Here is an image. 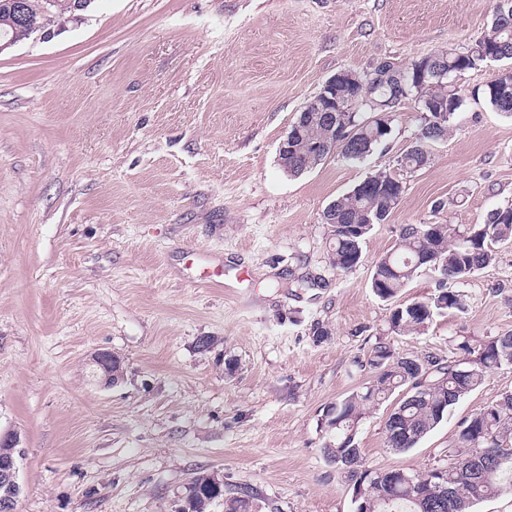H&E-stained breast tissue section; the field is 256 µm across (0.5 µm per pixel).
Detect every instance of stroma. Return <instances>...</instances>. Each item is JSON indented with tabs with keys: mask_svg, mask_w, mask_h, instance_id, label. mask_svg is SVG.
I'll return each mask as SVG.
<instances>
[{
	"mask_svg": "<svg viewBox=\"0 0 512 512\" xmlns=\"http://www.w3.org/2000/svg\"><path fill=\"white\" fill-rule=\"evenodd\" d=\"M494 6L91 0L0 51V436L23 450L16 512H179L199 471L249 485L261 512H354L320 422L370 382L376 338L456 359L460 341L512 331L510 245L460 284L465 312L418 336L389 335L390 305L370 288L403 225L480 224L512 204V116L482 94L503 65L461 77L453 132L405 174L352 271L330 267L322 212L396 169L419 133L415 100L366 162L332 154L291 177L279 146L336 73L474 44ZM317 323L329 340L314 341ZM101 350L124 367L108 388L92 376ZM507 391L512 366L402 453L384 446L393 400L370 408L364 466L432 468Z\"/></svg>",
	"mask_w": 512,
	"mask_h": 512,
	"instance_id": "1",
	"label": "stroma"
}]
</instances>
